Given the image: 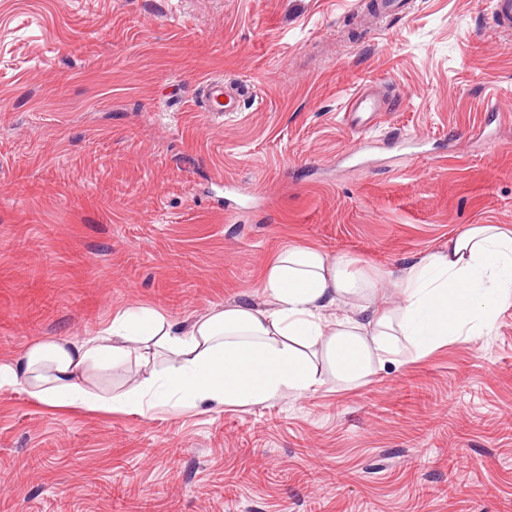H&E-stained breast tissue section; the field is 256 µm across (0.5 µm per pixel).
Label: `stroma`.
Returning a JSON list of instances; mask_svg holds the SVG:
<instances>
[{"label": "stroma", "mask_w": 512, "mask_h": 512, "mask_svg": "<svg viewBox=\"0 0 512 512\" xmlns=\"http://www.w3.org/2000/svg\"><path fill=\"white\" fill-rule=\"evenodd\" d=\"M0 0V358L127 308L254 299L286 245L372 274L512 229V39L489 0ZM214 76L248 88L202 111ZM383 111L342 121L357 90ZM423 391H416V384ZM512 512V305L490 332L256 406L0 392V512Z\"/></svg>", "instance_id": "1"}]
</instances>
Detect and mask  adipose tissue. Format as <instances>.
I'll return each instance as SVG.
<instances>
[{
    "instance_id": "obj_1",
    "label": "adipose tissue",
    "mask_w": 512,
    "mask_h": 512,
    "mask_svg": "<svg viewBox=\"0 0 512 512\" xmlns=\"http://www.w3.org/2000/svg\"><path fill=\"white\" fill-rule=\"evenodd\" d=\"M380 308L379 277L343 255L291 245L268 263L261 302L234 301L171 321L150 308L116 313L94 335L35 339L0 359V390L38 402L145 414L174 404L249 406L316 392L329 379L354 386L387 363L420 359L454 336L489 330L512 305V230L472 224L446 248L411 260ZM142 375L103 394L100 370Z\"/></svg>"
}]
</instances>
